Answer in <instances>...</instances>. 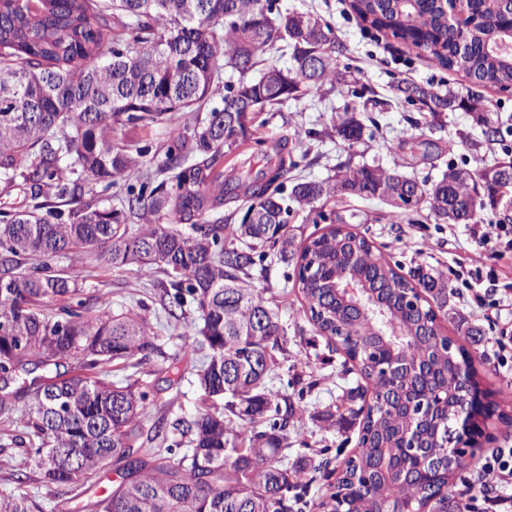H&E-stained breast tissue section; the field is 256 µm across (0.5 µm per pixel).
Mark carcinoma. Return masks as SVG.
<instances>
[{"label":"carcinoma","mask_w":512,"mask_h":512,"mask_svg":"<svg viewBox=\"0 0 512 512\" xmlns=\"http://www.w3.org/2000/svg\"><path fill=\"white\" fill-rule=\"evenodd\" d=\"M362 19L423 51L437 67L463 73L483 87L512 84V53L500 47L512 24L509 0H475L473 25L448 24L443 0H353ZM112 21H107V15ZM274 48L291 66L255 76L261 55ZM344 46L330 24L281 11L277 0H0V176L17 177L43 196L77 201L83 184L124 186L137 161L112 142V128L152 131L183 112H200L191 128L169 129L176 148L149 193L127 190L120 208L87 202L60 215L44 205L15 212L0 224V419L15 425L0 445L9 487L0 512H42L38 483L50 491L89 483L107 467L121 483L94 503L96 512H294L290 493L309 476L303 461L288 462V427L296 411L267 380L279 367L287 328L253 288L268 261L294 265L302 307L316 332L357 362L361 384L348 409L360 420L358 452L336 479L323 512H468L450 494L461 458L448 460V427L457 372L469 375L472 408L488 417L497 403L480 389L472 356L448 352L439 321L448 317V277L418 268L398 273L373 242L339 224L354 215L324 211L338 197L377 198L395 217V197H414L438 224H474L512 191V156L476 170L450 166L417 182L406 163L390 167L342 164L324 180L283 179L297 167L288 138L255 136L254 117L341 80ZM237 76L224 82V74ZM222 108L205 110L219 85ZM398 98L433 115L481 112V98L402 83ZM336 135L362 139L364 116L346 109ZM250 144L224 167V156ZM232 207L227 213L221 212ZM330 229L295 248L289 227L299 212ZM140 216L129 230L125 214ZM94 247L112 267L157 266L169 278L167 313L192 304L194 346L210 355L198 371L204 399L224 400V412L202 409L172 424L170 438L188 448L167 456L138 445L146 393L116 386L105 367L158 351L144 316L86 309L82 270L67 276L47 258ZM360 282L355 305L336 290L343 278ZM426 297L405 301L411 284ZM59 301L53 311L47 302ZM273 416L265 430L239 421Z\"/></svg>","instance_id":"carcinoma-1"}]
</instances>
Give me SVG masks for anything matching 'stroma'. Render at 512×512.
<instances>
[{
    "label": "stroma",
    "instance_id": "stroma-1",
    "mask_svg": "<svg viewBox=\"0 0 512 512\" xmlns=\"http://www.w3.org/2000/svg\"><path fill=\"white\" fill-rule=\"evenodd\" d=\"M350 3L351 0H278L280 7L310 12L331 24L337 40L345 47L339 68L353 78L350 85L322 86L300 100L284 103L274 118L257 120L261 138L273 143L285 137L295 143L294 155L299 159L296 176L321 180L330 175L337 163L347 160L389 166L405 157L417 179H434L448 166L480 168L512 152V91L481 88L460 73L437 68L423 53L369 28L355 15ZM402 82L429 83L441 91L481 95L492 125L499 130L496 141H484L473 113L456 111L434 116L417 112L396 99L395 89ZM370 97L391 101L392 106L381 112L368 109L367 134L359 143L350 145L337 138L333 129L337 113L347 105H362ZM112 140L151 171L164 163L172 144L163 128L143 131L118 127L112 132ZM336 208L355 213L353 231L373 240L384 258L399 263L402 274L420 266L447 274L454 289L451 304L466 314L475 333L463 335L444 319L440 322L443 334L471 353L484 389L512 393V361L499 366L493 348L497 338L512 337V307L479 304L467 291L464 282L469 278V260L479 251L469 225L435 223L425 209L412 213L410 221L392 224L386 218L387 206L375 200L342 198L337 200ZM49 264L58 271L82 267L90 312L135 310L146 316L159 352L134 367L111 366L108 374L109 380L117 384L130 377L137 379L140 390L146 393L143 438L153 437L158 420L187 418L200 408L196 374L206 356L185 355L184 346L193 329L189 321L167 315L163 273L146 275L135 266L112 268L97 261L91 251L53 257ZM254 286L269 304L278 307L288 324L283 351L276 356L280 367L268 387L288 396L303 415L300 427L288 432V455L294 458L301 454L317 462V470L300 492V507L301 512H321L320 503L333 492L337 472L354 455L359 439L358 426L342 430L325 426L322 420L323 414L335 411L343 398L339 379L343 357L310 324L301 305L293 267L270 263L265 277L255 280ZM173 362L179 364L183 379L172 386L167 381L166 368ZM482 427L485 434L479 439L481 447L468 457L460 479L451 489L455 497L466 499L475 494L481 474L480 457L496 448L512 447V400L500 401L497 415L484 420ZM120 481V470L111 467L96 477L93 488L85 490L81 498H74L71 486H59L42 493L44 512H94L98 488H113Z\"/></svg>",
    "mask_w": 512,
    "mask_h": 512
}]
</instances>
